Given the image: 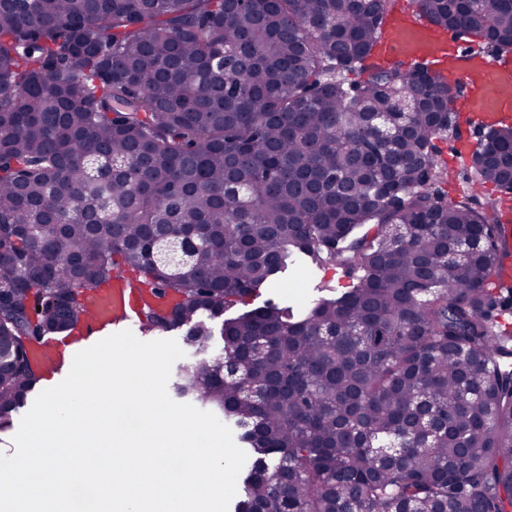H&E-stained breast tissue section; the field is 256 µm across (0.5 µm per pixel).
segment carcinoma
Here are the masks:
<instances>
[{
  "label": "carcinoma",
  "mask_w": 512,
  "mask_h": 512,
  "mask_svg": "<svg viewBox=\"0 0 512 512\" xmlns=\"http://www.w3.org/2000/svg\"><path fill=\"white\" fill-rule=\"evenodd\" d=\"M418 2L512 52V0ZM392 12L0 0L1 431L43 377L34 347L132 271L140 329L194 349L179 393L247 444L235 512H512V125L474 127L448 166L457 91L372 62ZM399 97L411 111L376 133ZM300 263L347 284L250 307ZM471 134H472L471 130H469L468 128H466L462 124L460 125V129H459V136L460 137H462V136L468 137V139L470 141L474 142ZM468 139L462 138V139H460L458 141L455 138V135L454 136L448 135V141L447 142H444V141L440 142V141H438L437 144L442 149V157L448 159V163L455 164L456 163V161H455V152L453 151V149L456 150V151L458 149L459 154L466 155L468 153V151H469V148H470V142H469ZM457 141H458V145H457V149H456Z\"/></svg>",
  "instance_id": "cac0c4a2"
}]
</instances>
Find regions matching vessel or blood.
I'll return each instance as SVG.
<instances>
[{"label":"vessel or blood","instance_id":"b4317fda","mask_svg":"<svg viewBox=\"0 0 512 512\" xmlns=\"http://www.w3.org/2000/svg\"><path fill=\"white\" fill-rule=\"evenodd\" d=\"M389 53L404 62H431L439 77L449 86H462L461 112L471 124L512 123V55L495 58L469 50L457 42L433 50L431 30L411 20L398 22L385 39ZM89 331L99 332L108 325L135 321L142 300L139 289L123 283L88 292Z\"/></svg>","mask_w":512,"mask_h":512}]
</instances>
